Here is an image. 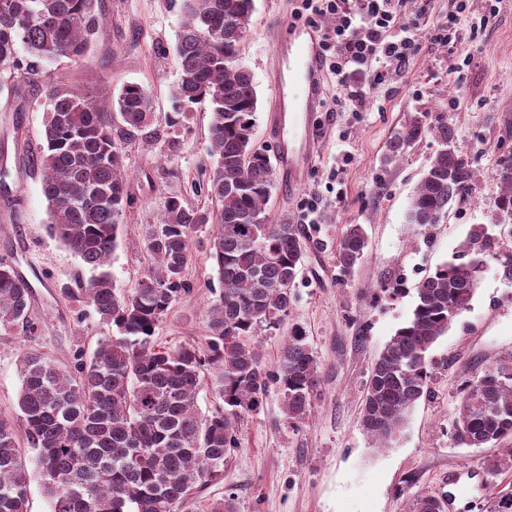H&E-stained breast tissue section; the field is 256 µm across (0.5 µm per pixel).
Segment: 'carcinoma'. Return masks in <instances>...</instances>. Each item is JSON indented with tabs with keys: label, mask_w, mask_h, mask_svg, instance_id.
<instances>
[{
	"label": "carcinoma",
	"mask_w": 512,
	"mask_h": 512,
	"mask_svg": "<svg viewBox=\"0 0 512 512\" xmlns=\"http://www.w3.org/2000/svg\"><path fill=\"white\" fill-rule=\"evenodd\" d=\"M183 25L176 55L180 74L172 89L178 125L192 105H209L208 178L212 206L199 209L169 196L143 243L158 266L133 288L116 292L106 266L131 204L123 173L125 149L161 130L150 92L124 86L116 111L102 112L77 89L49 93L44 144L25 162L43 175L50 233L73 252L91 276L65 294L90 306L115 332L93 354L62 370L43 353L20 356L19 418L28 448L18 446L11 424L0 421V512H29L26 451L52 512H179L222 478L224 456L240 445L238 423L260 412L277 385L291 423L303 420L317 397L320 364L294 327L283 339L277 365L263 366L258 339L280 329L288 316L305 252L300 225L264 216L274 185L269 155L253 142L257 94L251 73L238 63L254 0H181ZM100 27L97 0H0V79L20 94L43 63L81 58ZM431 134L439 149L412 198L408 223L440 224L453 205L470 198L477 174L457 146L448 119L413 116L390 145V158ZM497 223L512 226V155L498 163ZM213 225L208 252L218 291L204 340L174 348L153 342L156 328L186 290L191 235ZM365 230L351 224L338 245L343 275L364 257ZM496 261L512 281V248L495 225L473 224L451 259L420 280L412 316L398 328L371 367L363 399V430L382 445L400 435L417 402L429 392L430 351L468 306L479 284L474 261ZM33 290L10 262L0 261V326L32 333ZM213 375L215 405L202 412L196 397ZM512 439V360L494 363L464 380L454 441L468 448ZM438 495L415 493L409 512H440ZM205 512H236L233 494L208 499Z\"/></svg>",
	"instance_id": "obj_1"
}]
</instances>
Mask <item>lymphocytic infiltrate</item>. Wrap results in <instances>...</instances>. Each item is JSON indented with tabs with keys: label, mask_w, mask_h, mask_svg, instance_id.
I'll return each instance as SVG.
<instances>
[{
	"label": "lymphocytic infiltrate",
	"mask_w": 512,
	"mask_h": 512,
	"mask_svg": "<svg viewBox=\"0 0 512 512\" xmlns=\"http://www.w3.org/2000/svg\"><path fill=\"white\" fill-rule=\"evenodd\" d=\"M408 0H299L296 16L308 20L330 16L334 26L322 29L323 66L343 88L339 111L361 112L366 95L351 86L353 72L370 73L383 84L389 73L405 72L420 46L403 34L399 21Z\"/></svg>",
	"instance_id": "obj_1"
}]
</instances>
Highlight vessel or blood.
<instances>
[{"instance_id":"b4317fda","label":"vessel or blood","mask_w":512,"mask_h":512,"mask_svg":"<svg viewBox=\"0 0 512 512\" xmlns=\"http://www.w3.org/2000/svg\"><path fill=\"white\" fill-rule=\"evenodd\" d=\"M274 97L267 132L277 145L275 171L282 187L301 183L318 144L311 122L321 106L325 71L321 34L315 27L283 19L273 31Z\"/></svg>"}]
</instances>
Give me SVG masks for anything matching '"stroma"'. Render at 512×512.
Returning a JSON list of instances; mask_svg holds the SVG:
<instances>
[{
	"label": "stroma",
	"mask_w": 512,
	"mask_h": 512,
	"mask_svg": "<svg viewBox=\"0 0 512 512\" xmlns=\"http://www.w3.org/2000/svg\"><path fill=\"white\" fill-rule=\"evenodd\" d=\"M181 0H101L103 28L77 61L45 64L25 96L0 89V145L8 154L10 190L0 193V260L14 263L33 287L31 334L0 332V420L19 425V360L36 348L65 370L90 356L108 330L85 303L60 289L88 278L90 271L47 230L41 177L24 165L25 149L43 139L47 96L64 83L88 93L111 110L121 89L138 83L151 92L157 120L173 110L170 90L179 77L175 45ZM449 0H413L401 21L420 45L405 75L390 74L366 86L367 109L339 112L343 94L333 76L323 85V129L319 154L301 184L274 187L266 205L269 220L289 214L310 237L292 290L290 313L281 330L260 337L266 367H274L285 332L306 333L321 370L320 392L303 423L293 425L282 396L270 387L260 413L244 418L240 446L224 458V477L205 489L208 498L230 493L237 512H406L410 498L428 489L445 495L447 512H481L495 493L512 489V470L494 474L483 465L492 447L457 445L450 433L459 407V388L501 359L512 358V282L495 261L481 272L468 307L431 351V393L411 413L390 447H377L363 431L360 415L372 364L396 329L411 316L415 286L450 258L474 224L490 223L497 193V161L512 152V0H500L485 18L484 0H472L457 23L454 50L436 44L434 26L444 20ZM289 0H255L239 63L254 80L257 123L254 143L274 153L268 137L272 88L268 79L276 21L292 17ZM418 112L445 115L456 124L458 143L472 157L478 185L443 223H408L411 199L438 143L425 136L395 161L388 143ZM209 108L194 105L166 139L129 147L124 168L133 202L112 254L109 271L124 292L151 266L144 247L145 225L156 223L167 196L185 195L191 205L208 203L199 189L208 154ZM316 199V221L304 224L308 199ZM350 224L362 225L368 249L353 273L341 275L336 248ZM211 225L199 226L189 243L188 288L169 310L154 340L162 348L202 339L216 277L207 253Z\"/></svg>",
	"instance_id": "1"
}]
</instances>
